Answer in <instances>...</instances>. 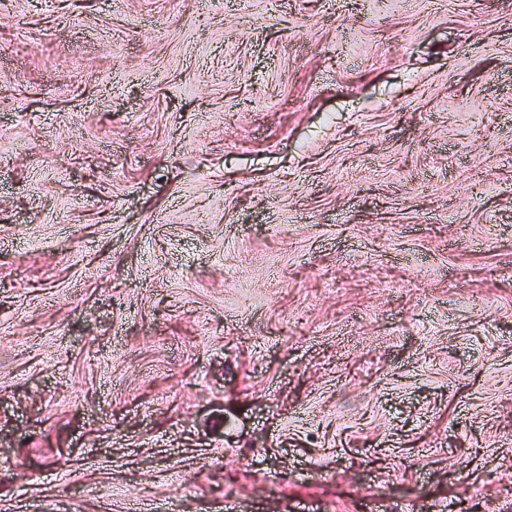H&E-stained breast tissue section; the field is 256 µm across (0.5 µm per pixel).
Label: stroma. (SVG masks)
<instances>
[{
	"label": "stroma",
	"mask_w": 512,
	"mask_h": 512,
	"mask_svg": "<svg viewBox=\"0 0 512 512\" xmlns=\"http://www.w3.org/2000/svg\"><path fill=\"white\" fill-rule=\"evenodd\" d=\"M512 512V0H0V512Z\"/></svg>",
	"instance_id": "35a3bbf8"
}]
</instances>
